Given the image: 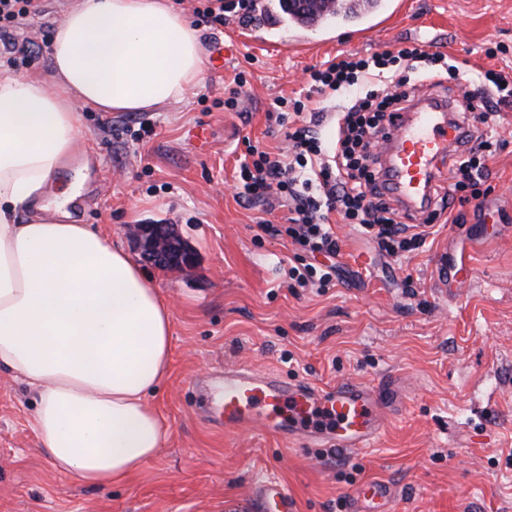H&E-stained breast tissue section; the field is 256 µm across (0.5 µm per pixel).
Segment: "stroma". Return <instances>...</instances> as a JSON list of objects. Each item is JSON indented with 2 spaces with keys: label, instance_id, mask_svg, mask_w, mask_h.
<instances>
[{
  "label": "stroma",
  "instance_id": "stroma-1",
  "mask_svg": "<svg viewBox=\"0 0 512 512\" xmlns=\"http://www.w3.org/2000/svg\"><path fill=\"white\" fill-rule=\"evenodd\" d=\"M77 0H45L24 34L26 62L0 54L24 76L51 75L48 46ZM270 29L253 37L240 15L199 26L203 52L223 41L224 67L203 63L201 88L181 103L142 112H79L81 154L61 169L81 194L70 212L97 225L142 263L172 317L169 377L151 406L169 435L129 482L99 489L58 472L30 424L26 387L0 369V512H255L253 485H285L296 512H351V492L381 482L392 512H512V109L492 125L487 194L453 204L424 248L392 258L353 224L334 227L340 279L302 288L286 272L296 249L262 232L265 212L238 200L236 173L246 140L287 149L268 134L265 114L298 97L306 70L340 53L370 56L418 43L461 64L454 91L482 92L483 74L512 75V0H402L401 10L365 41L333 44L326 31L293 27L267 11ZM499 47L497 57L485 50ZM246 80L239 111L224 88ZM153 131L139 134L140 121ZM209 133L199 147V129ZM170 224L195 255L192 266L145 262L129 229ZM465 250L474 274L449 297L435 257ZM246 365L321 387L392 377L408 395L377 446L361 454L289 447L251 426L210 424L198 386L217 385L225 367Z\"/></svg>",
  "mask_w": 512,
  "mask_h": 512
}]
</instances>
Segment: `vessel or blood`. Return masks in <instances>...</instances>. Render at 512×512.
<instances>
[{
    "mask_svg": "<svg viewBox=\"0 0 512 512\" xmlns=\"http://www.w3.org/2000/svg\"><path fill=\"white\" fill-rule=\"evenodd\" d=\"M471 146L469 123L446 102L423 99L398 113L375 151L381 181L401 213L426 211L441 166ZM437 272L452 296L472 276L467 258L454 252L440 254ZM406 396L386 381L351 379L323 388L232 366L224 370V386L212 397L210 414L228 432L257 424L288 445L360 453L375 447ZM252 496L257 512H295L287 487L276 481L256 483Z\"/></svg>",
    "mask_w": 512,
    "mask_h": 512,
    "instance_id": "obj_1",
    "label": "vessel or blood"
}]
</instances>
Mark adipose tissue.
Wrapping results in <instances>:
<instances>
[{"instance_id":"1","label":"adipose tissue","mask_w":512,"mask_h":512,"mask_svg":"<svg viewBox=\"0 0 512 512\" xmlns=\"http://www.w3.org/2000/svg\"><path fill=\"white\" fill-rule=\"evenodd\" d=\"M49 57L47 80L0 65V367L33 391L30 423L53 466L105 488L168 437L148 398L168 374L171 317L123 248L72 222L74 192L54 193V179L78 147L80 109L184 101L203 60L167 0H79Z\"/></svg>"}]
</instances>
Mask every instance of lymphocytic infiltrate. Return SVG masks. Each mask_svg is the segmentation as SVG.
<instances>
[{
  "label": "lymphocytic infiltrate",
  "instance_id": "obj_1",
  "mask_svg": "<svg viewBox=\"0 0 512 512\" xmlns=\"http://www.w3.org/2000/svg\"><path fill=\"white\" fill-rule=\"evenodd\" d=\"M44 12L43 0H0V44L6 50L29 56L28 46L19 45L15 33L20 25L35 21ZM443 57L418 46L396 47L368 59L346 54L310 67L308 91L322 98L348 91L352 98L336 115V140L324 149L318 127L324 112L294 100L291 112H284L283 100H276L270 118L283 130L289 149L273 153L250 146L252 164L243 165L240 178L248 200L275 201L285 207L282 223L263 222L261 230L290 239L298 251L297 263L288 276L299 287H328L336 277L334 260L340 252L338 238L331 230L330 214L344 223L358 225L369 234L381 252L391 257L425 246L431 228L447 210L450 198L459 194L479 198L488 175L486 161L495 141L482 135L475 147L452 162V183L447 194L433 196L432 208L419 227L402 220L379 182V170L372 148L375 138L386 132L394 113L405 110L414 100L421 79ZM491 95L470 92L453 95L456 113L478 112L489 123L502 108L512 107V78L504 72L487 70ZM324 256L323 264L313 259Z\"/></svg>",
  "mask_w": 512,
  "mask_h": 512
}]
</instances>
